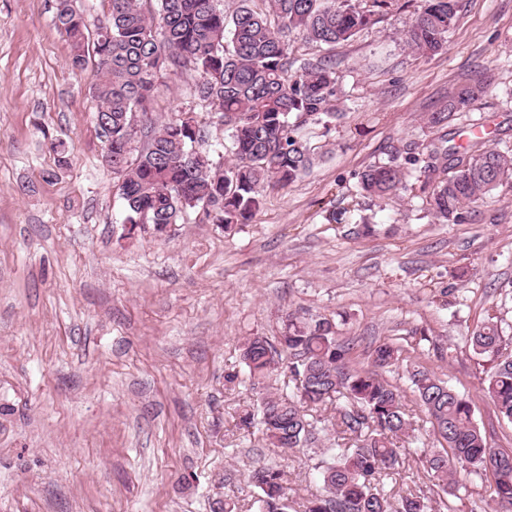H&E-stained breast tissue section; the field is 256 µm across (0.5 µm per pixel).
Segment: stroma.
I'll use <instances>...</instances> for the list:
<instances>
[{"label": "stroma", "mask_w": 512, "mask_h": 512, "mask_svg": "<svg viewBox=\"0 0 512 512\" xmlns=\"http://www.w3.org/2000/svg\"><path fill=\"white\" fill-rule=\"evenodd\" d=\"M400 3L333 48L338 117L304 129L310 173L267 188L232 231L193 213L128 238L91 74L71 68L55 0H0V512H218L227 497L255 512L245 476L267 461L303 506L321 487V449L352 439L328 429L312 447H272L239 422L255 390L227 381L244 371V339L278 336L290 313L334 319L363 367L372 347L399 346L403 364L385 377L420 438L414 366L470 400L489 446L512 450V423L483 391L493 363L468 341L491 310L512 341V183L463 224L437 223L407 193L357 191L359 172L428 138L430 113L476 81L485 92L457 124L499 125L512 146V0H460L433 55L405 48L419 2ZM199 79L164 74L154 113L193 114L225 164L230 133L194 98ZM363 212L373 234L356 226ZM458 480L455 512H493L489 479Z\"/></svg>", "instance_id": "obj_1"}]
</instances>
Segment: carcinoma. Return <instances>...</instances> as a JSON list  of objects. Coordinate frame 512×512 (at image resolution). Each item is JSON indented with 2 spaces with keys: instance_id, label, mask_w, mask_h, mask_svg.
Listing matches in <instances>:
<instances>
[{
  "instance_id": "carcinoma-1",
  "label": "carcinoma",
  "mask_w": 512,
  "mask_h": 512,
  "mask_svg": "<svg viewBox=\"0 0 512 512\" xmlns=\"http://www.w3.org/2000/svg\"><path fill=\"white\" fill-rule=\"evenodd\" d=\"M101 18H89L72 0H55V23L71 41V66L85 70L96 60L95 118L107 142L126 224H151L159 234L200 212L229 229L262 207L263 191L285 188L314 166L301 135L309 122L330 129L341 95L336 63L327 56L299 58L293 42L334 46L391 13L397 0H237L228 13L218 0H105ZM459 0H421L404 42L428 55L445 47ZM192 69L201 76L195 94L224 118L233 160L214 163L203 149L200 127L178 118L152 117L162 70ZM484 93L480 82L461 88L427 125L435 137L411 142L386 162L358 174L360 193L386 198L419 186L434 218L444 224L467 220L468 207L487 200L512 180V149L501 150L481 134L466 145L448 137L453 116ZM143 118L147 143L132 147L133 115ZM474 352L496 361L487 394L498 416L512 423V353L490 314L469 336ZM352 347L341 341L334 320L287 315L272 342L250 336L241 359L254 386H269L279 370L296 381L297 394L270 390L259 401L262 434L277 448L293 450L318 441L311 413L330 408L332 429L359 441L317 464L322 492L303 512H454L458 472L494 479L496 512H512V451L488 446L471 402L426 370L410 381L439 447L424 448L423 469L443 493L438 499L408 493L397 498L380 486L379 474L399 465L406 449L398 439L412 423L399 389L382 377L397 365L401 349L382 342L370 353L371 367H356ZM257 489V512H295L286 493V472L273 463L249 471Z\"/></svg>"
}]
</instances>
